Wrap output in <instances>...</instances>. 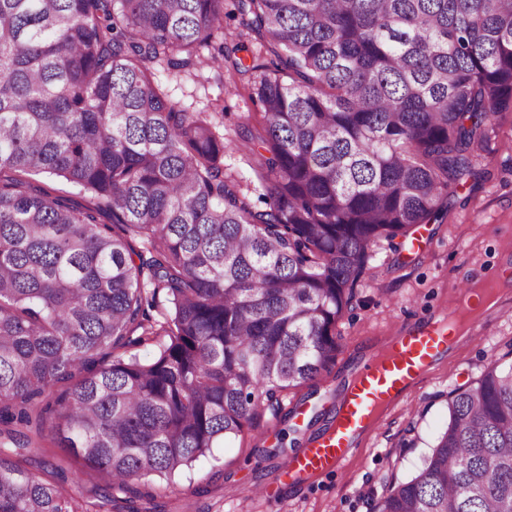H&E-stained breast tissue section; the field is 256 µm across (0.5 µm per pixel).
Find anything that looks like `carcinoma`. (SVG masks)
<instances>
[{"mask_svg": "<svg viewBox=\"0 0 512 512\" xmlns=\"http://www.w3.org/2000/svg\"><path fill=\"white\" fill-rule=\"evenodd\" d=\"M235 7L272 55L235 62L263 118L241 132L261 208L154 79L224 53V0H0V512H84L63 466L26 468L47 431L107 479L99 507L156 512L133 484L278 418L335 361L380 244L441 218L512 112V0ZM149 341L155 358L131 352ZM370 512H512V362L449 392L419 472ZM44 184L51 192H63L68 195L72 203L79 208L90 206L92 203L90 195L85 191H82L79 187L72 186L57 179L47 178L44 179Z\"/></svg>", "mask_w": 512, "mask_h": 512, "instance_id": "obj_1", "label": "carcinoma"}]
</instances>
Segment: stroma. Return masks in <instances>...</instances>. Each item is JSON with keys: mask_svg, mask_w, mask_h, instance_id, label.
<instances>
[{"mask_svg": "<svg viewBox=\"0 0 512 512\" xmlns=\"http://www.w3.org/2000/svg\"><path fill=\"white\" fill-rule=\"evenodd\" d=\"M154 71L169 97L188 111L223 112L224 167L249 181L252 157L242 149L237 129L245 122L259 125L262 116L248 100L246 76L232 75L222 59L179 73L161 63ZM474 162L482 179L458 190L441 222L416 227L399 250L381 248L338 325L342 349L335 362L315 386L290 394L296 412L279 420L263 416L242 439L214 449L173 480L139 483L141 493L154 496L157 512H370L386 481L406 480L418 470L448 422L450 390L474 382L490 357L512 350V289L487 312L481 337L457 338L406 398L377 421L340 472L270 498L254 492L282 462L283 434L294 433L302 444L324 431L343 387L400 324L452 310L462 281L482 280L512 264V112L498 118L487 149ZM31 454L46 462L36 470L41 478H49L50 465L64 466L70 479L85 487V512H98L92 489L101 476L74 463L49 437Z\"/></svg>", "mask_w": 512, "mask_h": 512, "instance_id": "35a3bbf8", "label": "stroma"}]
</instances>
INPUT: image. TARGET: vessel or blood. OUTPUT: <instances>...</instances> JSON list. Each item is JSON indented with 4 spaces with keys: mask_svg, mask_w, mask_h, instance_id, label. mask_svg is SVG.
Instances as JSON below:
<instances>
[{
    "mask_svg": "<svg viewBox=\"0 0 512 512\" xmlns=\"http://www.w3.org/2000/svg\"><path fill=\"white\" fill-rule=\"evenodd\" d=\"M450 329L443 320L400 326L386 339L382 355L363 362L343 389L330 426L289 454L274 484L299 485L321 472L340 470L376 416L401 402L447 351Z\"/></svg>",
    "mask_w": 512,
    "mask_h": 512,
    "instance_id": "obj_1",
    "label": "vessel or blood"
}]
</instances>
